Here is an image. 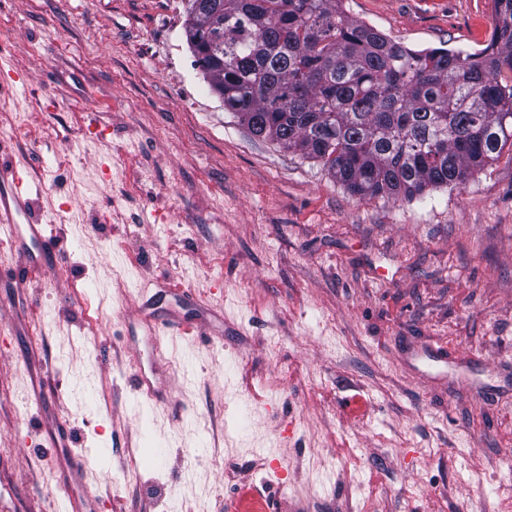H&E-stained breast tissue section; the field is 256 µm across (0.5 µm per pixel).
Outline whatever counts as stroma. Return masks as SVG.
Segmentation results:
<instances>
[{"instance_id":"stroma-1","label":"stroma","mask_w":512,"mask_h":512,"mask_svg":"<svg viewBox=\"0 0 512 512\" xmlns=\"http://www.w3.org/2000/svg\"><path fill=\"white\" fill-rule=\"evenodd\" d=\"M472 52L493 0H343ZM184 0H0V164L54 242L0 238V512H512V147L461 187L353 196L225 110ZM186 291L202 336L135 334ZM478 365L465 380L417 343ZM167 392L146 407L139 374ZM364 395L353 416L346 403ZM87 454L63 487L58 427ZM135 466L134 480L106 473Z\"/></svg>"}]
</instances>
